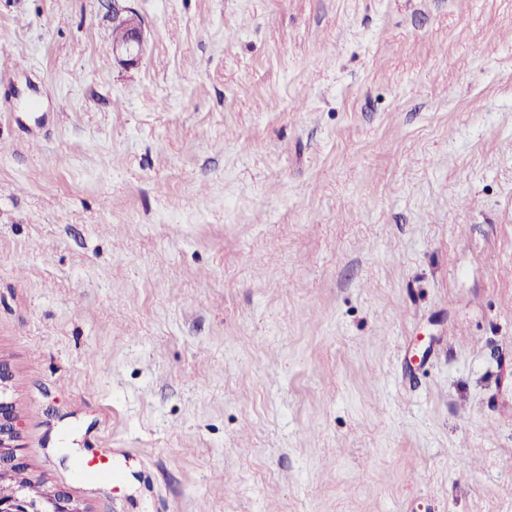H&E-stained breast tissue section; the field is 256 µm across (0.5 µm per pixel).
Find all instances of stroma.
Returning a JSON list of instances; mask_svg holds the SVG:
<instances>
[{"instance_id": "stroma-1", "label": "stroma", "mask_w": 512, "mask_h": 512, "mask_svg": "<svg viewBox=\"0 0 512 512\" xmlns=\"http://www.w3.org/2000/svg\"><path fill=\"white\" fill-rule=\"evenodd\" d=\"M129 5L133 66L112 0H0L29 471L84 512H512V0ZM113 1V23L125 31L126 36L117 28L112 29V38L115 43L113 52L119 60L126 64L137 63L144 49V30L139 16L129 8H121ZM121 57V58H120Z\"/></svg>"}]
</instances>
